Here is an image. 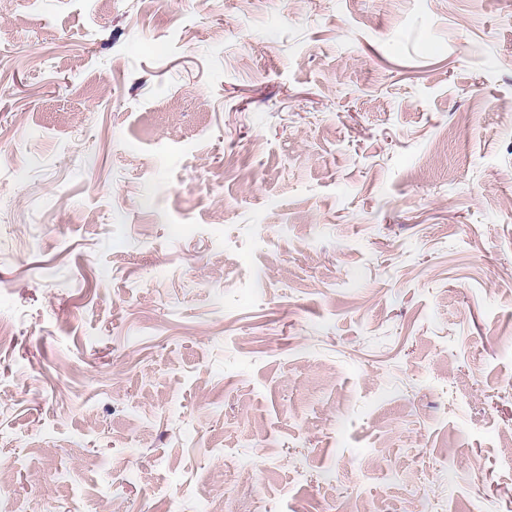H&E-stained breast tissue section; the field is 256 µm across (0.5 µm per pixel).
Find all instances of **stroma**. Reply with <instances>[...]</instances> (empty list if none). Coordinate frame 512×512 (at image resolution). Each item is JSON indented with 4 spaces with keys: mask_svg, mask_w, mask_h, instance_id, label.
Segmentation results:
<instances>
[{
    "mask_svg": "<svg viewBox=\"0 0 512 512\" xmlns=\"http://www.w3.org/2000/svg\"><path fill=\"white\" fill-rule=\"evenodd\" d=\"M0 322V512H512V0H5Z\"/></svg>",
    "mask_w": 512,
    "mask_h": 512,
    "instance_id": "obj_1",
    "label": "stroma"
}]
</instances>
